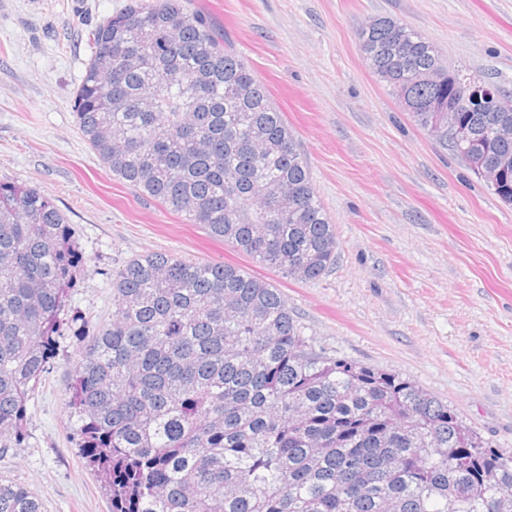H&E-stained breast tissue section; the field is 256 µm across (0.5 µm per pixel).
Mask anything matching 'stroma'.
<instances>
[{
	"label": "stroma",
	"mask_w": 512,
	"mask_h": 512,
	"mask_svg": "<svg viewBox=\"0 0 512 512\" xmlns=\"http://www.w3.org/2000/svg\"><path fill=\"white\" fill-rule=\"evenodd\" d=\"M128 2L0 0V182L52 197L73 230L82 265L66 316L111 320L112 280L134 255L228 262L278 288L317 347L414 381L512 454V206L415 124L357 37L398 19L452 68L512 93V0H192L266 86L335 226L334 264L306 283L138 195L84 141L73 112L84 32ZM78 356L62 328L23 446L0 447V478L44 512L111 509L68 423Z\"/></svg>",
	"instance_id": "stroma-1"
}]
</instances>
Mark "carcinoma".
<instances>
[{
    "label": "carcinoma",
    "instance_id": "carcinoma-1",
    "mask_svg": "<svg viewBox=\"0 0 512 512\" xmlns=\"http://www.w3.org/2000/svg\"><path fill=\"white\" fill-rule=\"evenodd\" d=\"M86 40L76 123L114 176L290 279L327 271L335 227L223 28L185 0H130ZM359 42L416 125L445 143L453 109L512 206V110L477 103V77L392 17ZM104 55L118 78L99 69ZM75 263L53 200L0 183V443L25 440ZM112 300V322L79 331L67 401L112 512H512L511 454L416 383L316 349L279 290L240 267L138 254ZM0 512L44 508L0 479Z\"/></svg>",
    "mask_w": 512,
    "mask_h": 512
}]
</instances>
